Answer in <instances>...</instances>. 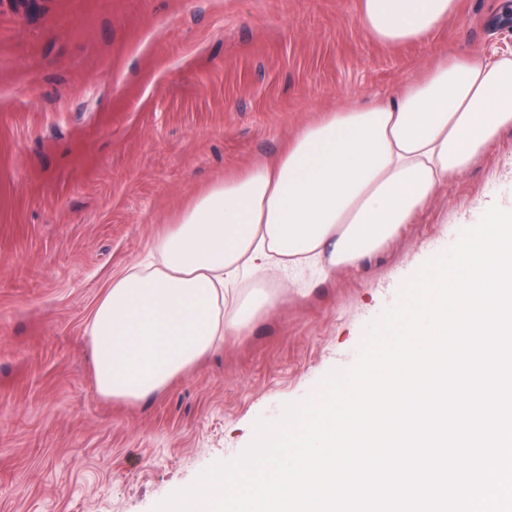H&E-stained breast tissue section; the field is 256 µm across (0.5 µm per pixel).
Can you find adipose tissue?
<instances>
[{
    "label": "adipose tissue",
    "mask_w": 512,
    "mask_h": 512,
    "mask_svg": "<svg viewBox=\"0 0 512 512\" xmlns=\"http://www.w3.org/2000/svg\"><path fill=\"white\" fill-rule=\"evenodd\" d=\"M459 0H360L367 37L427 41ZM512 129V52L468 55L365 105L326 111L272 160L225 177L113 279L86 327L98 395L163 392L276 303L265 268L357 267ZM256 275L242 293L241 273Z\"/></svg>",
    "instance_id": "1"
}]
</instances>
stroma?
I'll return each instance as SVG.
<instances>
[{"label":"stroma","instance_id":"35a3bbf8","mask_svg":"<svg viewBox=\"0 0 512 512\" xmlns=\"http://www.w3.org/2000/svg\"><path fill=\"white\" fill-rule=\"evenodd\" d=\"M360 0H0V512H154L236 458L256 421L357 362L429 258L512 206V132L359 267L303 273L167 390H95L84 330L172 218L322 111L446 57L512 50L506 0H459L428 42L383 45Z\"/></svg>","mask_w":512,"mask_h":512}]
</instances>
